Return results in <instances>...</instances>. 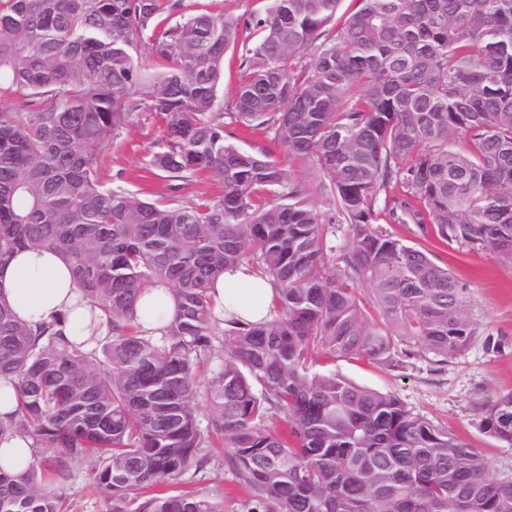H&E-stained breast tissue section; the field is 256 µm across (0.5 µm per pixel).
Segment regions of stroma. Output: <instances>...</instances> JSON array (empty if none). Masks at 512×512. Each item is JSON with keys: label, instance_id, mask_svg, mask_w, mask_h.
I'll list each match as a JSON object with an SVG mask.
<instances>
[{"label": "stroma", "instance_id": "35a3bbf8", "mask_svg": "<svg viewBox=\"0 0 512 512\" xmlns=\"http://www.w3.org/2000/svg\"><path fill=\"white\" fill-rule=\"evenodd\" d=\"M165 16L175 22L194 13L231 16L262 11L265 0H169ZM163 134L160 119L151 112H135L119 135L102 150L99 177L140 198L177 200L198 204L218 195L221 186L207 175L183 181L172 191L171 181L150 169L148 159ZM436 263L448 266L469 287L478 334L469 347L448 365L437 366L414 357L398 368L365 360L339 358L326 369L381 392L395 393L413 412L434 425L466 438L484 456L489 475L512 480V446L497 442L478 427L479 405L486 396L512 392V265L492 255L468 253L447 247L434 238L421 239ZM172 490L198 489L223 500L224 512H246L247 501L232 471L224 465V451L217 448L205 473L185 475ZM60 493L67 512H111L112 503L76 469Z\"/></svg>", "mask_w": 512, "mask_h": 512}]
</instances>
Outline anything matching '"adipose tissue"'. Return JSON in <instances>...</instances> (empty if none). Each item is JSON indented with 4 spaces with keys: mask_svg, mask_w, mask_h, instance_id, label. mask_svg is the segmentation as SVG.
<instances>
[{
    "mask_svg": "<svg viewBox=\"0 0 512 512\" xmlns=\"http://www.w3.org/2000/svg\"><path fill=\"white\" fill-rule=\"evenodd\" d=\"M211 295L214 315L222 322L262 323L273 312L271 283L247 265L225 269L216 279ZM0 297L24 324L66 317L69 338L88 350L111 334L99 309L83 299L68 262L59 253L24 250L0 265ZM173 310L168 288H153L135 306L140 334L154 339L162 336Z\"/></svg>",
    "mask_w": 512,
    "mask_h": 512,
    "instance_id": "1",
    "label": "adipose tissue"
}]
</instances>
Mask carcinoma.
I'll use <instances>...</instances> for the list:
<instances>
[{
  "instance_id": "carcinoma-1",
  "label": "carcinoma",
  "mask_w": 512,
  "mask_h": 512,
  "mask_svg": "<svg viewBox=\"0 0 512 512\" xmlns=\"http://www.w3.org/2000/svg\"><path fill=\"white\" fill-rule=\"evenodd\" d=\"M165 2L0 0V93L31 98L0 110V264L22 249L63 255L112 324L89 352L66 318L32 328L0 297V378L18 391L0 435L54 452L47 477L35 461L0 466V512H63L45 479L62 486L87 460L111 512H224L162 489L205 472L213 447L227 449L248 512H512V481L490 478L464 438L392 392L315 369L320 355L445 365L477 335L468 286L391 225L512 265V0H357L332 31L341 0H267L143 41ZM142 47L165 69H142ZM229 50L240 76L226 109ZM136 110L164 123L150 158L162 177L205 173L222 194L154 203L104 185L99 153ZM224 110L315 181L227 140ZM242 264L272 282L273 314L224 327L211 285ZM158 285L176 312L153 339L134 306ZM281 413L286 435L269 425ZM479 416L512 445V393Z\"/></svg>"
}]
</instances>
